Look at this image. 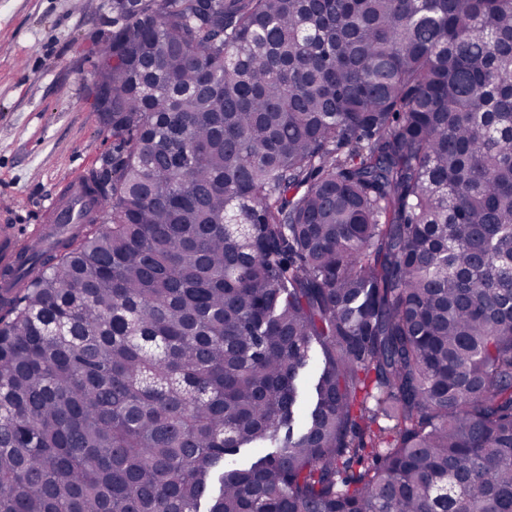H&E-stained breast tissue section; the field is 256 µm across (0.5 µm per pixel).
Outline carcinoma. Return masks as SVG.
<instances>
[{
    "label": "carcinoma",
    "instance_id": "obj_1",
    "mask_svg": "<svg viewBox=\"0 0 512 512\" xmlns=\"http://www.w3.org/2000/svg\"><path fill=\"white\" fill-rule=\"evenodd\" d=\"M90 81L100 212L0 289V512H512V0H112Z\"/></svg>",
    "mask_w": 512,
    "mask_h": 512
}]
</instances>
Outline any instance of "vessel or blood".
Masks as SVG:
<instances>
[{"label": "vessel or blood", "mask_w": 512, "mask_h": 512, "mask_svg": "<svg viewBox=\"0 0 512 512\" xmlns=\"http://www.w3.org/2000/svg\"><path fill=\"white\" fill-rule=\"evenodd\" d=\"M92 176L84 170L70 176L65 188L53 193L42 211V219L27 226L15 220L0 222V267H17L32 241L53 240L61 232H79L89 213L98 208L91 193Z\"/></svg>", "instance_id": "b4317fda"}]
</instances>
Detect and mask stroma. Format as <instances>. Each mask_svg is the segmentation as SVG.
<instances>
[{
	"label": "stroma",
	"mask_w": 512,
	"mask_h": 512,
	"mask_svg": "<svg viewBox=\"0 0 512 512\" xmlns=\"http://www.w3.org/2000/svg\"><path fill=\"white\" fill-rule=\"evenodd\" d=\"M112 36V0H0V210L34 214L79 167L112 158L88 81Z\"/></svg>",
	"instance_id": "35a3bbf8"
}]
</instances>
